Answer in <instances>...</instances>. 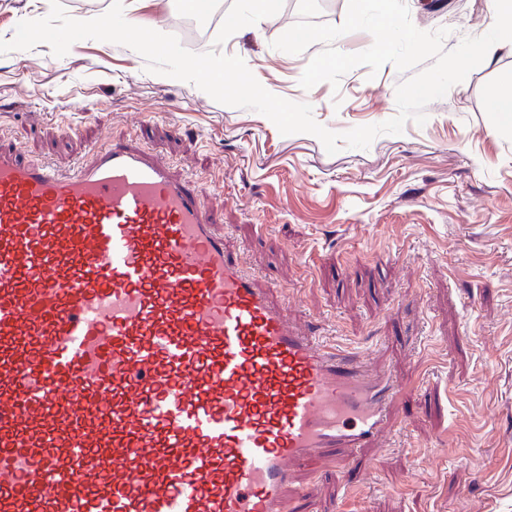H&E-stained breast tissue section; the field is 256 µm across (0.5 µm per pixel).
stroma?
<instances>
[{
  "mask_svg": "<svg viewBox=\"0 0 512 512\" xmlns=\"http://www.w3.org/2000/svg\"><path fill=\"white\" fill-rule=\"evenodd\" d=\"M124 3L127 21L172 32L177 0ZM406 4L416 28H450L449 50L489 21L487 0ZM49 11L0 0V39ZM298 15L284 0L220 51L331 131L392 118L410 77L394 65L300 86L321 44L273 46ZM511 75L512 52H495L427 105L424 125L331 155L314 135L147 72L129 47L84 39L58 57L40 44L0 55V148L62 172L110 142L162 157L194 179L238 263L277 284L294 327L403 379L385 436L345 467L299 465L285 512H512V127L490 110Z\"/></svg>",
  "mask_w": 512,
  "mask_h": 512,
  "instance_id": "1",
  "label": "stroma"
}]
</instances>
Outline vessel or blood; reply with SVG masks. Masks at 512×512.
Masks as SVG:
<instances>
[{
	"instance_id": "b4317fda",
	"label": "vessel or blood",
	"mask_w": 512,
	"mask_h": 512,
	"mask_svg": "<svg viewBox=\"0 0 512 512\" xmlns=\"http://www.w3.org/2000/svg\"><path fill=\"white\" fill-rule=\"evenodd\" d=\"M402 383L292 330L192 182L132 144L0 149V512H283Z\"/></svg>"
}]
</instances>
